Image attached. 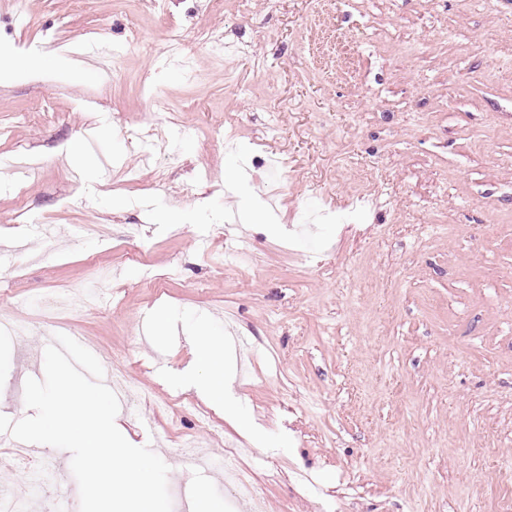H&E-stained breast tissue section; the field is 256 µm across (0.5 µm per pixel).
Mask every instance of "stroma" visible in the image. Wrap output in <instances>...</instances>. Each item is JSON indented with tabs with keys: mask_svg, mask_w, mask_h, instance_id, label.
<instances>
[{
	"mask_svg": "<svg viewBox=\"0 0 512 512\" xmlns=\"http://www.w3.org/2000/svg\"><path fill=\"white\" fill-rule=\"evenodd\" d=\"M182 66L131 0H0V414L55 321L133 378L130 443L173 512H247L184 442L246 448L265 512H500L512 500V0H166ZM249 44L212 54L210 34ZM120 47L114 77L78 43ZM168 96L151 111L143 80ZM143 127L179 167L143 160ZM237 128L239 144L223 142ZM278 158V207L252 176ZM52 224V242L35 234ZM87 224L110 226L101 240ZM134 227L128 239L126 227ZM246 237L236 257L226 232ZM248 337L224 409L189 336ZM30 512H79L69 451Z\"/></svg>",
	"mask_w": 512,
	"mask_h": 512,
	"instance_id": "1",
	"label": "stroma"
}]
</instances>
